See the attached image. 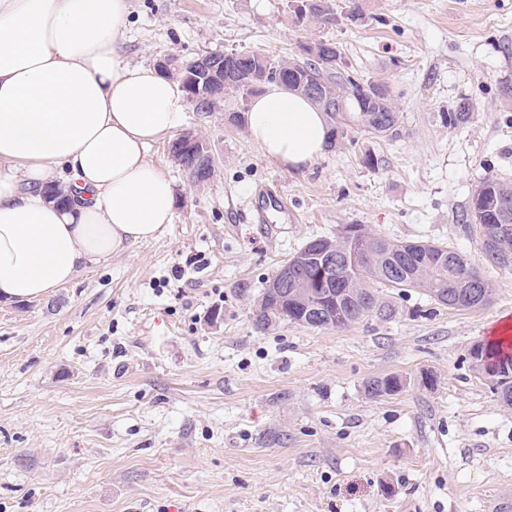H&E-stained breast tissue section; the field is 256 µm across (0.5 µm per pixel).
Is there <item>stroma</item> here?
I'll return each mask as SVG.
<instances>
[{"mask_svg":"<svg viewBox=\"0 0 512 512\" xmlns=\"http://www.w3.org/2000/svg\"><path fill=\"white\" fill-rule=\"evenodd\" d=\"M362 20L298 21L291 0H130L126 54L158 67L211 52L276 57L336 42L394 90L378 138L345 127L306 170L267 162L227 112L186 105L181 132L218 163L198 183L156 143L171 224L41 299L0 304V512H502L512 503V405L471 348L512 323V265L486 262L459 216L474 186L512 182V0H358ZM468 122L448 120L460 100ZM379 160L363 164L364 154ZM283 206L255 210L257 187ZM350 224L438 242L489 282L450 309L383 289L390 317L342 329L253 326L265 282ZM404 381L372 398L370 378ZM432 375V385L422 383Z\"/></svg>","mask_w":512,"mask_h":512,"instance_id":"35a3bbf8","label":"stroma"}]
</instances>
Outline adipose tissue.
Segmentation results:
<instances>
[{
	"instance_id": "adipose-tissue-1",
	"label": "adipose tissue",
	"mask_w": 512,
	"mask_h": 512,
	"mask_svg": "<svg viewBox=\"0 0 512 512\" xmlns=\"http://www.w3.org/2000/svg\"><path fill=\"white\" fill-rule=\"evenodd\" d=\"M128 19L129 0H0V301L43 298L173 220V183L149 152L182 124L184 94L126 59ZM245 120L291 172L330 140L325 113L279 84ZM60 178L66 205L45 196Z\"/></svg>"
}]
</instances>
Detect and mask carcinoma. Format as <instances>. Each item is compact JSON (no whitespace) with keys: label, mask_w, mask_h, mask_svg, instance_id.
I'll use <instances>...</instances> for the list:
<instances>
[{"label":"carcinoma","mask_w":512,"mask_h":512,"mask_svg":"<svg viewBox=\"0 0 512 512\" xmlns=\"http://www.w3.org/2000/svg\"><path fill=\"white\" fill-rule=\"evenodd\" d=\"M300 21L308 20L324 26L338 24V16L326 0H307L297 9ZM224 60V99L205 102L196 99L193 83L195 71L188 63L172 73L182 85L187 98L198 112H217L224 101L239 102L228 120L243 123L242 113L249 100L277 78H289V89L304 92L299 79L320 84L324 96L315 103L326 112L332 123L330 145H335L336 133L344 125H354L376 137L393 132L397 113L393 90L383 79L361 78L341 69L342 56L334 42L315 40L301 43L288 57L272 58L262 52H226L213 55ZM170 152L198 182L206 181L214 169L198 166L196 150L189 144H171ZM464 224H472L482 241L485 259L496 265L512 263V183L496 177L480 181L471 194L468 207L461 215ZM356 235L332 238L336 244V276L321 273L318 257L310 244L301 251L304 262L294 272L296 281L291 288L311 296L322 307L324 318L313 321L302 300L278 303L267 291H262L253 310L254 326L267 330L288 321L318 329L346 328L370 313L387 316L392 309L379 295L377 286L400 292L423 289L430 299L451 309H469L488 304L491 290L481 272L461 252L434 242H410L403 247L352 225ZM473 369L484 375L482 362L493 366L502 380L489 387L506 404L512 405V352L506 347L479 345L470 356ZM402 380L396 375L371 378L365 385L368 396L377 398L401 391Z\"/></svg>","instance_id":"1"}]
</instances>
